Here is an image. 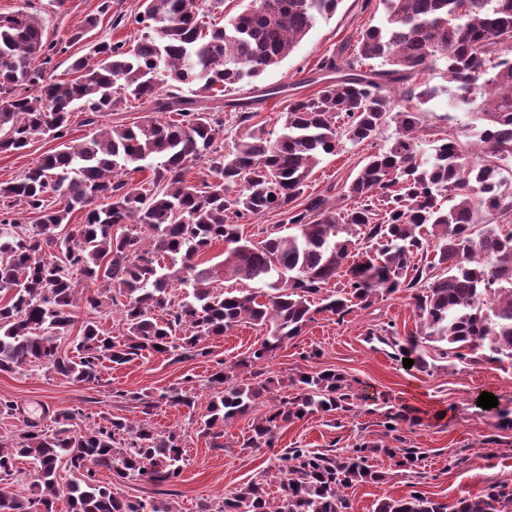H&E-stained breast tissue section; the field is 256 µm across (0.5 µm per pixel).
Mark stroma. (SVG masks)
Instances as JSON below:
<instances>
[{
  "mask_svg": "<svg viewBox=\"0 0 512 512\" xmlns=\"http://www.w3.org/2000/svg\"><path fill=\"white\" fill-rule=\"evenodd\" d=\"M100 3L101 0H67L64 10L57 12L49 0H32L47 39L63 41L83 26L87 16L98 15ZM139 7V0H112L110 12L98 15L93 38L133 39V27H117L113 21L119 14L133 15ZM383 15L378 0H372L367 7L362 0H341L331 18L319 20L277 67L257 79V86H279L284 90L283 96L258 105V121L268 131L278 132L279 114L287 98L314 93L308 80L315 77L319 58L352 43L357 29L379 23ZM385 144L382 136L369 144H344L315 169L304 187L305 193L337 199L343 183L356 173L363 159ZM57 145L52 136L43 135L23 151L0 153V182L14 181ZM389 325L401 339L417 331L419 319L408 291L377 297L369 309L355 310L340 321L327 313L316 315L301 336L285 341L267 362V375L278 381L276 394H263L252 415L226 427L219 448L214 447L202 426L214 395L208 379L217 362L239 364L259 347L265 334L261 327L244 323L214 338L208 343L210 354L204 358L153 353L122 366L107 362L101 367L98 380L90 383H77L34 367L2 372L0 397L16 400L35 416L46 406L53 410L79 409L92 420L109 412L135 422L144 418L140 406L115 398V391L159 396L167 388L191 384L193 407L159 401L149 418L157 430L182 436L185 465L180 479L169 485L133 480L121 486L123 493L146 500L170 494L179 512H194L200 498H224L259 478L265 479L271 495H281L274 469L280 449L344 451L363 441H379L392 448H419L425 457L418 467L410 469L396 466L385 454L373 455L371 463L383 472L384 478L346 489L350 512H375L382 499L399 498L414 489L452 505L460 498L480 495L490 486L512 485V431L497 426L499 412H512V368L442 360L436 361L427 373L405 368L402 358L380 340L383 328ZM314 349L319 350V357L309 358V351ZM323 369L336 370L349 380L355 395L350 411L307 415L281 426L275 447H246L253 415L268 412L276 396L296 395L290 377ZM485 392L497 397L496 408L479 407L477 399ZM406 406L414 409L417 425L403 423L397 431L386 432L385 413Z\"/></svg>",
  "mask_w": 512,
  "mask_h": 512,
  "instance_id": "35a3bbf8",
  "label": "stroma"
}]
</instances>
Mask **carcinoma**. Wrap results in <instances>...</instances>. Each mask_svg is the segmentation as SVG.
<instances>
[{
    "label": "carcinoma",
    "mask_w": 512,
    "mask_h": 512,
    "mask_svg": "<svg viewBox=\"0 0 512 512\" xmlns=\"http://www.w3.org/2000/svg\"><path fill=\"white\" fill-rule=\"evenodd\" d=\"M339 2L249 0L221 26L209 18L224 0H140L138 13L114 21L135 26L137 40L92 42L70 64V80L48 73L52 59L95 30L97 16L64 45L45 38L31 0L0 15V152L22 151L48 132L61 141L19 180L0 185V291L11 292L0 303V372L37 366L93 382L106 360L123 365L145 351L205 357L207 339L242 323L262 327L265 339L241 361L255 368L251 381H234L224 367L210 376L216 392L204 431L218 439L275 383L261 365L314 315L341 320L401 288L414 300L420 330L402 340L389 330L388 344L413 368L427 371L428 348L459 362L480 350L483 362L512 367V0H380L381 23L360 29L352 52L318 61L322 87L288 100L277 137L253 122L256 112L241 110L235 117L245 131L232 152L214 157L224 116L202 100L253 84ZM439 67L443 87L425 78ZM185 86L196 98L182 94ZM442 95L470 123L431 140L425 154V105ZM132 102L177 119L99 123ZM77 112L90 130L72 144L66 137ZM391 127L388 147L365 157L343 187L353 206L322 195L295 203L323 156ZM209 155L208 172L186 179ZM146 168L151 175L136 185L123 179ZM17 206L33 223L16 222ZM78 210L83 222L70 223ZM276 210L285 220L263 240L243 236L240 225ZM360 235L376 250L358 252ZM217 242L224 259L199 261ZM234 280L268 291L224 287ZM336 280L338 295L315 305ZM82 283L95 289L81 298ZM82 304L119 317L122 340L92 319L72 351L61 350ZM291 384L299 393L254 421L247 447H274L281 422L349 410L350 384L334 370L302 373ZM132 400L145 415L163 400L195 404L181 387ZM45 416L47 423L28 418L0 397V417L20 420L0 442V512H58L62 495L68 512H172L116 484L177 481L179 434L109 413L91 423L79 409ZM377 448L367 441L345 454L286 448L276 457L280 498L251 481L220 501L199 500L197 512H346V488L383 479L369 465ZM384 452L400 466L419 461L416 448ZM100 468L116 482L101 483ZM63 472L72 476L64 485ZM377 512H512V486L453 507L412 490L380 501Z\"/></svg>",
    "instance_id": "carcinoma-1"
}]
</instances>
